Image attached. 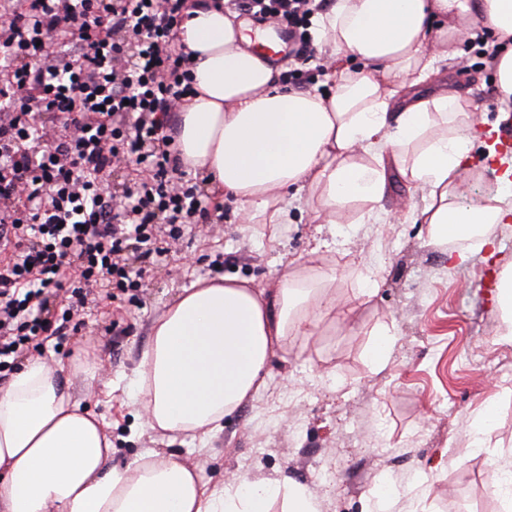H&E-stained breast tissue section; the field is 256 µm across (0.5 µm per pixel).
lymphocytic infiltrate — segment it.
<instances>
[{"mask_svg": "<svg viewBox=\"0 0 512 512\" xmlns=\"http://www.w3.org/2000/svg\"><path fill=\"white\" fill-rule=\"evenodd\" d=\"M187 3L0 0V374L39 337L76 335L89 297L137 290L158 239L221 222L177 150L174 115L194 92L178 48ZM232 5L285 26L297 60L314 56L318 0ZM131 159L145 177L114 200L103 178Z\"/></svg>", "mask_w": 512, "mask_h": 512, "instance_id": "f902f5d3", "label": "lymphocytic infiltrate"}]
</instances>
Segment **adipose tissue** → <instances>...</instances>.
<instances>
[{"instance_id": "ef3b65f1", "label": "adipose tissue", "mask_w": 512, "mask_h": 512, "mask_svg": "<svg viewBox=\"0 0 512 512\" xmlns=\"http://www.w3.org/2000/svg\"><path fill=\"white\" fill-rule=\"evenodd\" d=\"M312 23L328 94L283 87L231 10L198 8L182 25L198 94L176 114L177 143L185 164L240 204L243 223L277 240L297 197L318 224L354 207L369 219L397 178L422 191L430 244L487 239L512 222L511 155L495 157L502 192L462 202L482 121L438 68L455 38L490 33L500 99L512 102V0H330ZM335 278L285 270L267 288L224 276L185 289L153 321L130 381L146 426L194 439L222 430L264 385L274 349L335 314L339 301L323 291ZM68 369L91 376L96 363ZM68 369L30 361L0 391V512H270L278 496L286 512H321L301 485L212 487L172 453L113 464L98 417L63 381Z\"/></svg>"}]
</instances>
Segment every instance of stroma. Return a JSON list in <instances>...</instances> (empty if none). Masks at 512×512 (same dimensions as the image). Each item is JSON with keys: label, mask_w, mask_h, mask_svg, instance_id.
Returning a JSON list of instances; mask_svg holds the SVG:
<instances>
[{"label": "stroma", "mask_w": 512, "mask_h": 512, "mask_svg": "<svg viewBox=\"0 0 512 512\" xmlns=\"http://www.w3.org/2000/svg\"><path fill=\"white\" fill-rule=\"evenodd\" d=\"M457 47L441 70L483 106L486 129L512 125L487 57L468 37ZM421 203L419 191L400 184L383 202L387 223L333 229L313 223L300 203L270 242L225 199L223 221L187 225L135 295L88 303L80 337L64 344L49 338L34 357L98 362L97 379L70 383L103 418L117 465L147 451L175 452L211 484L286 477L316 496L321 512H371L370 485L378 480L398 487L397 512H501L484 460L512 452V341L500 335L498 297L485 282L512 264V225L493 244L472 247L459 265L447 249L428 244L426 225L411 214ZM294 262L335 268L330 290L345 301V319L323 318L313 335L276 348L265 386L206 442L147 428L126 384L152 321L196 280L238 277L265 288ZM371 272L378 288L366 297L360 290ZM113 322L122 335L109 331ZM385 326L394 342L378 367L369 349ZM490 405L495 427L476 453L471 428ZM327 471L337 474L336 484L323 483Z\"/></svg>", "instance_id": "1"}]
</instances>
